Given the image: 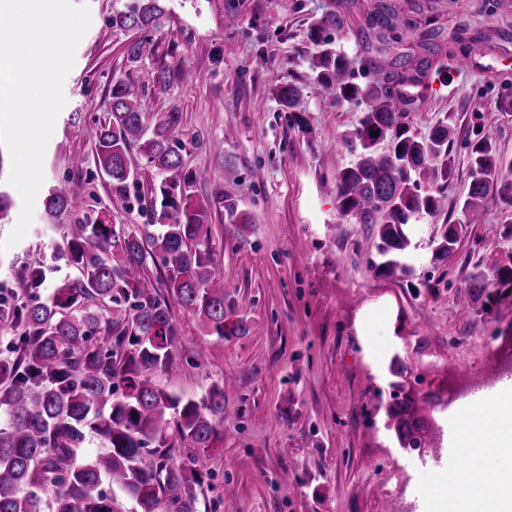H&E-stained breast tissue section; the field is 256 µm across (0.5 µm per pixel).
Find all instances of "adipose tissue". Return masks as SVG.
<instances>
[{
  "instance_id": "1",
  "label": "adipose tissue",
  "mask_w": 512,
  "mask_h": 512,
  "mask_svg": "<svg viewBox=\"0 0 512 512\" xmlns=\"http://www.w3.org/2000/svg\"><path fill=\"white\" fill-rule=\"evenodd\" d=\"M495 418L480 410L459 409L452 417V433L464 442L471 461L466 471L449 467L428 494L427 512H512V466L503 469L499 484L484 482L478 460L494 451L512 459V389L492 394Z\"/></svg>"
}]
</instances>
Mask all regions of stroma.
<instances>
[{
	"instance_id": "obj_1",
	"label": "stroma",
	"mask_w": 512,
	"mask_h": 512,
	"mask_svg": "<svg viewBox=\"0 0 512 512\" xmlns=\"http://www.w3.org/2000/svg\"><path fill=\"white\" fill-rule=\"evenodd\" d=\"M88 4L91 24L66 77V104L44 157V185L84 195L88 209L108 206L112 187L97 174L89 128L103 119L114 81L143 92L148 126L176 118L174 138L197 198L213 203L216 258L228 300L249 325L247 335L211 347L195 318L174 315L185 364L173 390L201 395L231 376L224 399V442L201 467L213 476L200 506L216 512H420L438 469L454 465L457 449L440 445L405 451L385 429L390 381L364 359L356 323L372 312L377 341H388L408 372L402 380L423 411L447 426L457 404H469L474 382L485 390L505 383L499 363L512 362V289L487 302L468 287L512 260V207L488 196L483 221L470 225L447 260L432 259L438 225L460 218L469 184L468 143L475 129L490 131L498 151L512 157V116L500 112L512 95V9L490 11L487 0H390L412 25L404 49L416 52L420 34L439 33L440 64L457 38H484L468 70L444 84L428 76L415 85L408 121L419 134L455 116V177L445 211L422 216L413 228V271L376 275L378 239L336 208V172L353 162L342 142L362 106L335 105L313 80L311 27L324 14L343 12L334 46L353 62L376 54L364 39L366 12L377 0H165L152 50L130 61V34H108L112 13L133 0H74ZM170 71L166 85L155 82ZM299 91L294 110L274 97L277 86ZM304 127H297L293 115ZM250 215L231 223L218 197ZM44 194L23 239L0 252V289L14 290L25 265L45 263L38 288L49 299L62 272L52 251L62 223L50 222ZM229 490L225 502L219 491Z\"/></svg>"
}]
</instances>
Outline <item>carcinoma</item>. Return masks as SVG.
I'll return each instance as SVG.
<instances>
[{
    "label": "carcinoma",
    "instance_id": "cac0c4a2",
    "mask_svg": "<svg viewBox=\"0 0 512 512\" xmlns=\"http://www.w3.org/2000/svg\"><path fill=\"white\" fill-rule=\"evenodd\" d=\"M160 2L135 0L112 12V32L157 27ZM343 26L334 11L311 29L310 69L321 93L338 106L363 104L358 125L343 138L355 161L337 172V208L374 229L378 276L406 274L408 225L444 210L455 175L454 114L420 136L399 102L402 88L431 66L438 33L422 35L424 55L390 57L409 27L391 4H378L365 36L378 40L381 56L362 62L377 77L359 83L350 59L324 35ZM142 100L137 85L113 83L92 139L96 169L112 184L111 208L128 209L129 187L144 185L151 223L117 225L106 211H85L83 198L49 190L50 218L80 214L54 248L55 259L77 275L58 280L47 302L35 294L20 305L0 299V332L10 337L9 356L0 357V512H197V489L211 477L201 461L224 441V397L232 384L216 381L197 397H183L156 381L179 376L184 366L173 306L190 312L215 346L245 335L248 326L224 303L210 202L195 198L182 173L170 134L175 121L148 128ZM135 150L146 164L134 163ZM468 170L462 218L441 225L436 261L448 259L481 221L489 191L512 205V158L498 152L491 133L470 143ZM151 266L163 274L162 284L147 275ZM493 269L494 282L474 275L468 287L479 294L512 288V263ZM44 276L37 258L21 286L37 288ZM391 388L387 429L403 449L429 447L433 425L416 410L415 397L399 382ZM88 435L103 440L105 450L86 454Z\"/></svg>",
    "mask_w": 512,
    "mask_h": 512
}]
</instances>
